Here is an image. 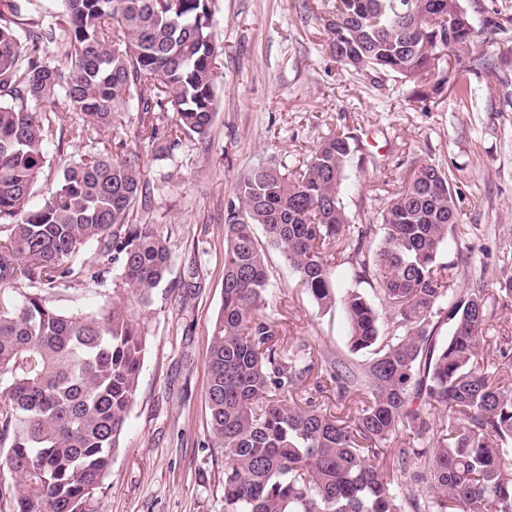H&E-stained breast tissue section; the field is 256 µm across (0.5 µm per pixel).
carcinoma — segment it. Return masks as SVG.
<instances>
[{"label": "carcinoma", "instance_id": "carcinoma-1", "mask_svg": "<svg viewBox=\"0 0 512 512\" xmlns=\"http://www.w3.org/2000/svg\"><path fill=\"white\" fill-rule=\"evenodd\" d=\"M0 0V496L13 512H95L125 436L146 350L140 307L165 280L171 250L158 224H131L143 194L127 139L171 154L207 138L222 54L212 0ZM326 30L336 62L389 72L428 98L469 90L473 66L426 79L445 51L470 45L461 0H335ZM82 151L31 205L64 135ZM170 112L162 129L157 114ZM120 130L117 142L103 141ZM354 137L336 133L292 172L275 160L236 182L224 220V297L206 359L205 406L224 451V512H512V389L490 381L481 355L490 294L483 279L451 287L437 262L459 231L458 191L420 161L382 214L383 236L352 224L341 186ZM264 228L258 241L254 226ZM89 244L107 266L82 262ZM275 248L320 308L336 304L335 270L374 274L392 333L357 290L341 302L350 350L278 346L268 304ZM119 270L106 306L61 313L46 291ZM25 284L27 290L18 286ZM450 324L448 336L439 328ZM320 360L338 401L364 395L344 418L303 397Z\"/></svg>", "mask_w": 512, "mask_h": 512}]
</instances>
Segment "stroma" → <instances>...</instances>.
<instances>
[{"label":"stroma","instance_id":"1","mask_svg":"<svg viewBox=\"0 0 512 512\" xmlns=\"http://www.w3.org/2000/svg\"><path fill=\"white\" fill-rule=\"evenodd\" d=\"M475 38L441 70L474 64L470 93L445 87L420 102L395 75L380 80L331 57L325 21L330 0H213L222 49L218 110L208 137L183 139L166 159L128 142L147 164L148 191L137 223L161 225L171 264L144 320L148 343L122 443L96 512H224V458L208 427L206 357L224 289V215L238 176L278 160L300 166L329 134L358 137L360 149L341 187L351 223L379 227L414 162L444 169L460 189L462 236L449 237L440 262L454 265V287L480 276L498 289L512 276V0H462ZM497 27H490V20ZM267 315L289 342L357 362L342 306L318 308L283 255H267ZM111 286L80 280L56 289L62 312L104 305ZM488 339L501 349L491 367L512 387V299L490 302Z\"/></svg>","mask_w":512,"mask_h":512}]
</instances>
